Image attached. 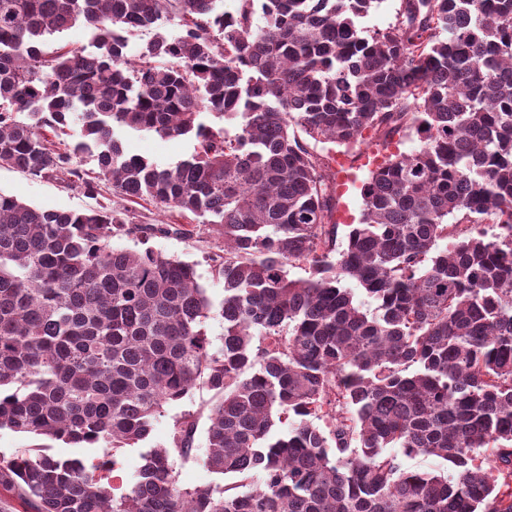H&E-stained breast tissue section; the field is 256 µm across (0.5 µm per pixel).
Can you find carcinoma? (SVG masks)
I'll return each mask as SVG.
<instances>
[{"mask_svg":"<svg viewBox=\"0 0 512 512\" xmlns=\"http://www.w3.org/2000/svg\"><path fill=\"white\" fill-rule=\"evenodd\" d=\"M376 2L0 0V167L224 230L216 304L192 265L112 246L188 230L0 192V428L102 449L1 454V491L34 512H512V0H400L369 30ZM173 18L131 61L123 33ZM78 23L96 50H46ZM72 124V145L46 134ZM367 128L420 145L372 173L341 239L317 146ZM123 129L199 150L163 166ZM200 384L218 395L202 463L234 482L177 484L188 415L114 485L116 451ZM378 4L363 19V26L369 30L385 28L396 20V12L399 8V0H379Z\"/></svg>","mask_w":512,"mask_h":512,"instance_id":"obj_1","label":"carcinoma"}]
</instances>
